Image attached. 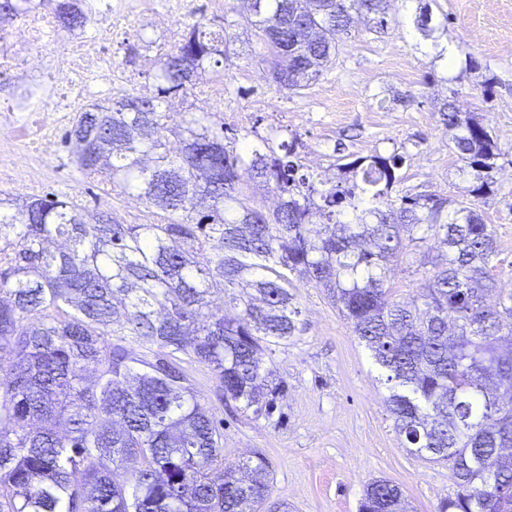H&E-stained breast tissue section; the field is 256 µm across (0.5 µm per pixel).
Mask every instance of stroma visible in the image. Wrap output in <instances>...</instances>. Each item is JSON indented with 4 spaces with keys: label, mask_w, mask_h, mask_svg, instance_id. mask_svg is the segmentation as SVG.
Instances as JSON below:
<instances>
[{
    "label": "stroma",
    "mask_w": 512,
    "mask_h": 512,
    "mask_svg": "<svg viewBox=\"0 0 512 512\" xmlns=\"http://www.w3.org/2000/svg\"><path fill=\"white\" fill-rule=\"evenodd\" d=\"M432 9L435 19L448 21L440 38L453 48L449 70L434 62L427 40L414 33L412 12L402 9L387 31L355 28L340 42L330 70L292 93L257 62L258 38L238 11L228 16L236 41L224 74L204 82L223 88L225 123L297 135L304 170L317 180L355 157L395 151L406 158L400 191L429 190L456 204L466 200L469 181L448 148L437 108L449 95L464 112L487 105L479 77L462 71L465 57H475L500 80L487 106L504 153L495 193L475 206L500 245L493 274L500 287L512 289V0H434ZM174 45L153 27L149 12L135 9L112 37L113 91L142 93L159 49ZM48 167L45 191L77 197L91 213H123L128 224L149 220L146 206L126 210L125 196L83 177L67 146L58 145ZM293 294L297 331L273 353L288 385L279 403L281 424L218 400L208 367L188 366L197 391L224 422L225 467L253 451L265 453L273 466L271 499L286 502L289 512H359L367 485L377 478L399 485L413 512H437L456 491L452 471L404 448L385 402L383 370L322 291L301 282Z\"/></svg>",
    "instance_id": "35a3bbf8"
}]
</instances>
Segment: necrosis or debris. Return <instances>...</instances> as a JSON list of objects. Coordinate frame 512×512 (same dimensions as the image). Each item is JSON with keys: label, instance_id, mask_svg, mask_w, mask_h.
Listing matches in <instances>:
<instances>
[{"label": "necrosis or debris", "instance_id": "obj_1", "mask_svg": "<svg viewBox=\"0 0 512 512\" xmlns=\"http://www.w3.org/2000/svg\"><path fill=\"white\" fill-rule=\"evenodd\" d=\"M95 20L81 37L60 41L52 14L31 10L0 22V74L19 92L0 101V188L39 191L58 131L72 113L110 91L112 32L132 10L123 0H96ZM59 43L52 55L45 49Z\"/></svg>", "mask_w": 512, "mask_h": 512}]
</instances>
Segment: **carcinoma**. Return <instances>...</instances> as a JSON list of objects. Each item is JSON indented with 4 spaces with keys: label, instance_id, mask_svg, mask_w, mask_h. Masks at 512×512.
<instances>
[{
    "label": "carcinoma",
    "instance_id": "1",
    "mask_svg": "<svg viewBox=\"0 0 512 512\" xmlns=\"http://www.w3.org/2000/svg\"><path fill=\"white\" fill-rule=\"evenodd\" d=\"M393 2L409 0H258L247 16L258 63L298 92L332 67L336 36L358 19L388 28ZM416 2L429 38L430 4ZM34 6L58 12L65 32L87 21L61 0H0V16ZM230 27L188 25L157 55L146 92L78 112L66 132L78 171L143 201L152 222L89 220L70 195L0 199V512H261L269 459L254 452L224 469L223 425L180 355L209 367L217 396L272 420L287 385L269 357L296 330L297 280L324 291L384 369L405 447L453 471L457 491L438 512H512V467H497L512 453V350L499 344L512 336V290L491 274L492 226L471 202L392 195L399 153L357 157L317 182L295 138L253 139L203 107L171 120L163 103L230 59ZM438 112L458 130L449 149L470 169L469 195L495 193L490 126L453 96ZM432 240L427 292L392 299L390 265ZM359 512L409 503L378 479Z\"/></svg>",
    "mask_w": 512,
    "mask_h": 512
}]
</instances>
